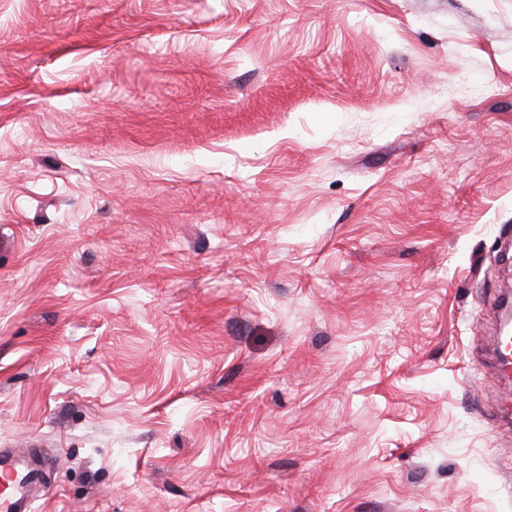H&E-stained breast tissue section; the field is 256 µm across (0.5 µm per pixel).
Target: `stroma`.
Returning <instances> with one entry per match:
<instances>
[{
	"label": "stroma",
	"instance_id": "1",
	"mask_svg": "<svg viewBox=\"0 0 512 512\" xmlns=\"http://www.w3.org/2000/svg\"><path fill=\"white\" fill-rule=\"evenodd\" d=\"M512 0H0V448L36 512H512ZM495 377L498 379L512 376V336L503 334L498 337L491 363Z\"/></svg>",
	"mask_w": 512,
	"mask_h": 512
}]
</instances>
